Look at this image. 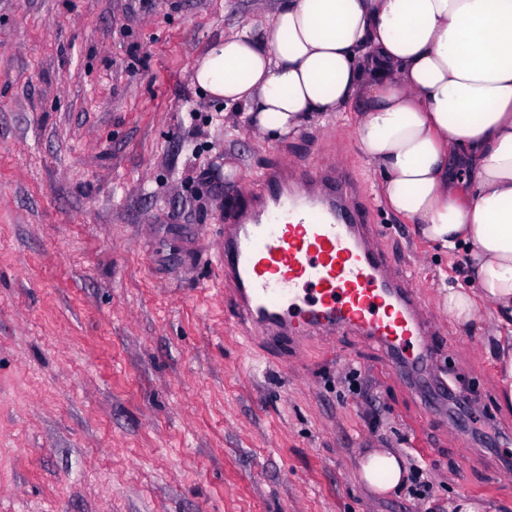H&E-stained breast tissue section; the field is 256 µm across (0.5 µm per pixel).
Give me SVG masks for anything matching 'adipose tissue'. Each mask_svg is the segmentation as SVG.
I'll list each match as a JSON object with an SVG mask.
<instances>
[{
    "label": "adipose tissue",
    "mask_w": 512,
    "mask_h": 512,
    "mask_svg": "<svg viewBox=\"0 0 512 512\" xmlns=\"http://www.w3.org/2000/svg\"><path fill=\"white\" fill-rule=\"evenodd\" d=\"M192 76L272 139L362 102L357 139L386 205L467 255V288L443 300L449 317L470 324L482 305L512 323V0H276ZM357 472L378 496L409 475L386 448Z\"/></svg>",
    "instance_id": "obj_1"
}]
</instances>
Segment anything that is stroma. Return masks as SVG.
I'll use <instances>...</instances> for the list:
<instances>
[{"instance_id": "35a3bbf8", "label": "stroma", "mask_w": 512, "mask_h": 512, "mask_svg": "<svg viewBox=\"0 0 512 512\" xmlns=\"http://www.w3.org/2000/svg\"><path fill=\"white\" fill-rule=\"evenodd\" d=\"M147 2L0 0V512H447L459 494L512 512L485 312L443 323L456 398L432 419L359 337L280 358L236 327L215 252L275 162L351 174L433 311L465 259L387 209L355 112L267 143L195 87L193 61L272 0ZM352 369L362 393L336 381ZM368 448L428 467L430 499L370 493Z\"/></svg>"}]
</instances>
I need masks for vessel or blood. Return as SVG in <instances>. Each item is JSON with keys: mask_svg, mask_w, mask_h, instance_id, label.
<instances>
[{"mask_svg": "<svg viewBox=\"0 0 512 512\" xmlns=\"http://www.w3.org/2000/svg\"><path fill=\"white\" fill-rule=\"evenodd\" d=\"M313 177L320 193L271 165L258 190L231 207L217 261L237 325L271 353L313 335H362L382 349L395 374L447 397V382L433 372L428 329L436 314L411 280L391 275L384 250L366 245L379 230L367 223L350 180L322 168Z\"/></svg>", "mask_w": 512, "mask_h": 512, "instance_id": "obj_1", "label": "vessel or blood"}]
</instances>
